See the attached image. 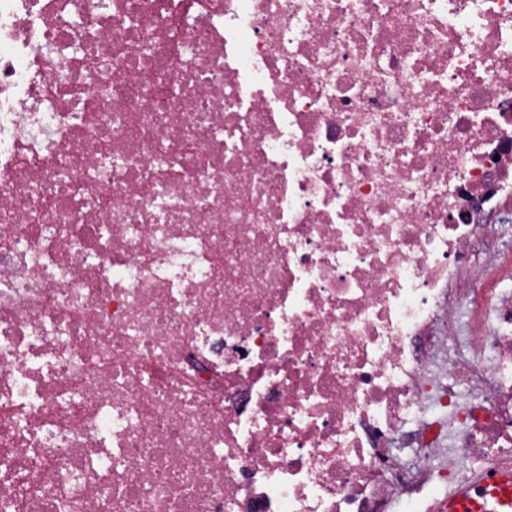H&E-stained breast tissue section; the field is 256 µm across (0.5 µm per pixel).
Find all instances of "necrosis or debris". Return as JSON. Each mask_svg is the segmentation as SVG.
Wrapping results in <instances>:
<instances>
[{
    "label": "necrosis or debris",
    "mask_w": 512,
    "mask_h": 512,
    "mask_svg": "<svg viewBox=\"0 0 512 512\" xmlns=\"http://www.w3.org/2000/svg\"><path fill=\"white\" fill-rule=\"evenodd\" d=\"M511 200L512 0H0V512H443Z\"/></svg>",
    "instance_id": "necrosis-or-debris-1"
}]
</instances>
